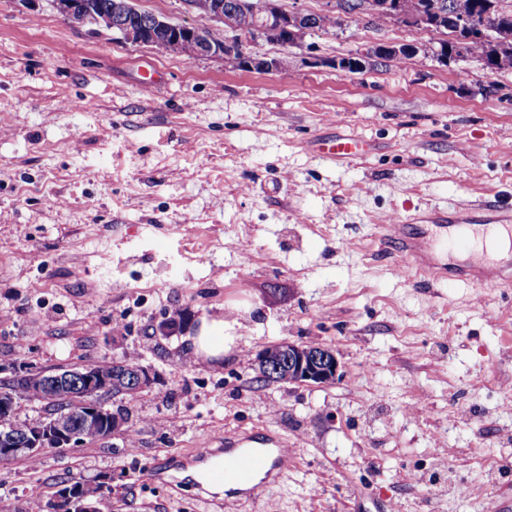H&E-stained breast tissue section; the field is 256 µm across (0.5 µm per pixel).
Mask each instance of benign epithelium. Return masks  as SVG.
I'll return each instance as SVG.
<instances>
[{"instance_id": "1", "label": "benign epithelium", "mask_w": 512, "mask_h": 512, "mask_svg": "<svg viewBox=\"0 0 512 512\" xmlns=\"http://www.w3.org/2000/svg\"><path fill=\"white\" fill-rule=\"evenodd\" d=\"M188 10L200 17L219 21L224 24V40L221 42L211 38L209 30L201 25L178 24L150 14L146 25L119 22V18L127 13L133 14L138 9L132 5V0H117L112 7V17L98 15L83 0H56L59 12L72 23L81 26H103L120 36V39L132 45H152L163 50L175 42H183L190 48L193 57L222 56L234 60L241 68L260 72H269L279 66L276 59H268L250 50V46L262 39L275 38L283 35L281 44L285 47L294 45L301 36L316 29L311 16L297 10H287L282 7L280 0H264V9L260 19L249 31L240 28L239 7H226L220 0H184ZM357 10L374 16H388L401 20L404 24L425 33H442L444 30L463 32L464 37L456 35L441 42L442 49L453 47V55H464L462 45L473 41L485 42L494 40L503 46L512 43V21L490 20L482 18H467L448 10L446 0H422L416 9L409 11L403 0H361ZM414 45H380L358 57H347L336 61V67L342 70L365 68L366 63L376 58L388 56L392 59L405 58L417 53ZM282 351L286 353V361L275 367H268V356L260 351L255 362L267 368V374L276 377L286 370L295 383L328 384L338 377L340 367L335 352L324 346L311 349L306 345L285 342ZM37 382L47 400L54 398L57 388L67 382L84 393L81 416L77 417L70 411H55L36 423L19 443L9 433L6 422L11 417L15 399L0 398V460L12 458L17 447L24 446L31 454H42L48 450L66 452L82 445L83 435L80 421L88 422L97 417L98 401L111 388V383L90 366L77 374L45 375L29 373ZM103 489L71 490L61 488L56 494V500L63 503L70 512H99L101 493Z\"/></svg>"}]
</instances>
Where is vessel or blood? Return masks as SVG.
<instances>
[{"instance_id":"1","label":"vessel or blood","mask_w":512,"mask_h":512,"mask_svg":"<svg viewBox=\"0 0 512 512\" xmlns=\"http://www.w3.org/2000/svg\"><path fill=\"white\" fill-rule=\"evenodd\" d=\"M390 244L403 256L398 265L399 274L415 277L436 271L432 246L421 235L406 232L394 236ZM449 280L470 281L474 285L493 284L512 288V265L491 269H460L449 273ZM197 456L208 462L211 468L205 480L199 482L202 491L222 489L229 493L238 492L240 487L249 485L254 474L263 473L272 479L280 478L295 459L293 449L287 441H268L261 437L244 440H225L223 447L198 449Z\"/></svg>"}]
</instances>
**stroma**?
<instances>
[{"instance_id": "stroma-1", "label": "stroma", "mask_w": 512, "mask_h": 512, "mask_svg": "<svg viewBox=\"0 0 512 512\" xmlns=\"http://www.w3.org/2000/svg\"><path fill=\"white\" fill-rule=\"evenodd\" d=\"M437 47L354 13L295 46L259 42L279 61L260 73L123 43L54 0H0V365L123 358L158 376L121 402L138 448L120 430L36 470L0 464V512L101 474V512H211L153 471L255 429L295 463L226 512H512V288L406 279L381 236L422 225L453 266L434 216L489 224L512 207V68L444 64ZM350 135L362 159L320 153ZM175 311L185 325L161 334ZM205 317L232 341L184 366ZM280 341L330 347L338 378L256 381ZM417 51L418 48L415 45H402L399 47L394 45H380L366 54H361L359 57H347L337 60L336 67L342 70H349L350 68L361 70L365 68L366 63H369L372 58L380 60H385L382 58L384 56H389L390 59L405 58L414 56Z\"/></svg>"}]
</instances>
